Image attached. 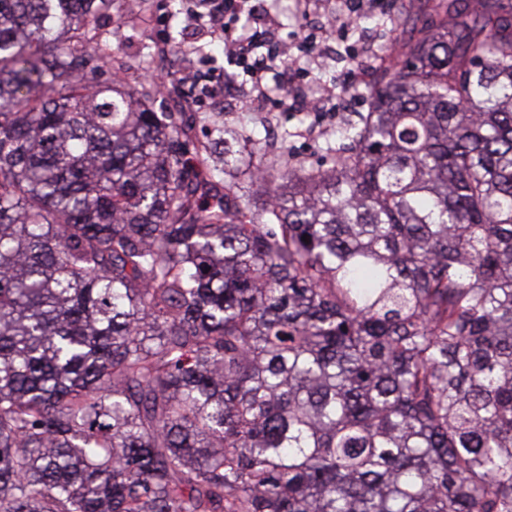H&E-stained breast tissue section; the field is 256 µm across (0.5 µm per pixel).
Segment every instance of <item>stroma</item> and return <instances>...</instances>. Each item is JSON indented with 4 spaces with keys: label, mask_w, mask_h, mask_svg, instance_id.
<instances>
[{
    "label": "stroma",
    "mask_w": 512,
    "mask_h": 512,
    "mask_svg": "<svg viewBox=\"0 0 512 512\" xmlns=\"http://www.w3.org/2000/svg\"><path fill=\"white\" fill-rule=\"evenodd\" d=\"M193 0H113L111 11L102 19L117 33L112 41L113 53L126 61H136L144 48L164 52V66H152L149 76H161L170 85H177L183 68L185 52L200 43L211 42L205 29L186 26L185 12ZM276 38L295 42V53L316 60L310 72L294 76L296 85L304 88L326 87L328 94L327 123H313L307 113L287 107L280 93H273L262 112H242L226 107L223 94L204 96L189 93L183 101L156 98L160 112H201L217 116L228 128H245L251 139L249 150L254 160L272 161L275 154L287 153L297 169L312 166L320 155L327 136L326 126L335 125L336 113L346 99L359 107L369 104L367 85L344 83L339 75L357 63L375 67L394 43L397 23L415 16L418 0H385L375 13L337 23L332 32L335 52L325 50L318 30L321 19L335 11V0H268ZM287 131L286 141L273 144L268 140L270 129Z\"/></svg>",
    "instance_id": "obj_1"
}]
</instances>
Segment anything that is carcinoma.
Returning a JSON list of instances; mask_svg holds the SVG:
<instances>
[{"mask_svg": "<svg viewBox=\"0 0 512 512\" xmlns=\"http://www.w3.org/2000/svg\"><path fill=\"white\" fill-rule=\"evenodd\" d=\"M423 2L246 194L112 0H0V512H512V0Z\"/></svg>", "mask_w": 512, "mask_h": 512, "instance_id": "carcinoma-1", "label": "carcinoma"}]
</instances>
